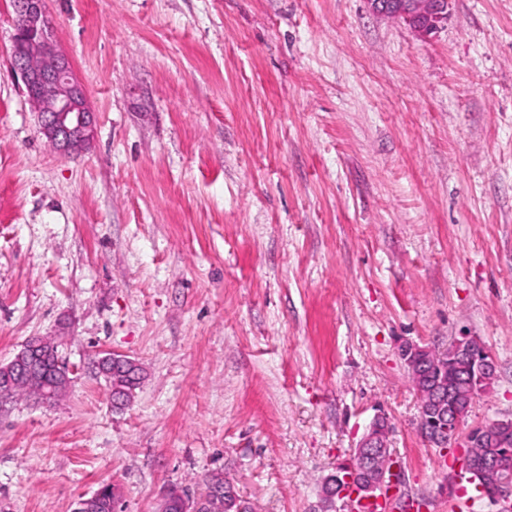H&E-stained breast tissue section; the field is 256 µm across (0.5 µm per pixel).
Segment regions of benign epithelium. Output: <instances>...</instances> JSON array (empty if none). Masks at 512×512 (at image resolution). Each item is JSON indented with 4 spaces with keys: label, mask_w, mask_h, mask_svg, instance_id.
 <instances>
[{
    "label": "benign epithelium",
    "mask_w": 512,
    "mask_h": 512,
    "mask_svg": "<svg viewBox=\"0 0 512 512\" xmlns=\"http://www.w3.org/2000/svg\"><path fill=\"white\" fill-rule=\"evenodd\" d=\"M376 13L401 20L422 35H428L448 19L449 0H367ZM20 24L11 37L10 62L21 77L29 100L37 112L39 130L54 150L78 155L94 136V112L86 89L77 78L71 59L59 49L47 21L45 0H12ZM477 337L462 335L441 355L442 361L469 357L482 371L497 369L495 360L482 346L474 347ZM127 364L122 355L108 353L96 361V369L106 374ZM375 416L356 451L371 455L388 447V433L375 432Z\"/></svg>",
    "instance_id": "7a95c632"
}]
</instances>
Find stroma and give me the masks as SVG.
Here are the masks:
<instances>
[{
    "label": "stroma",
    "mask_w": 512,
    "mask_h": 512,
    "mask_svg": "<svg viewBox=\"0 0 512 512\" xmlns=\"http://www.w3.org/2000/svg\"><path fill=\"white\" fill-rule=\"evenodd\" d=\"M96 114L59 155L0 0V363L51 337L70 384L0 407V512H120L229 473L318 512L377 411L423 512H495L415 429L404 342L497 363L461 433L512 419V0L421 36L366 0H46ZM145 378L114 409L95 360ZM115 487L110 485L101 486L96 493L93 495H97L95 507H94V498H87L82 501V508L79 511L91 512L94 508L93 512H114L112 507V499L115 495Z\"/></svg>",
    "instance_id": "stroma-1"
}]
</instances>
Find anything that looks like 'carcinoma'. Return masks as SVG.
Here are the masks:
<instances>
[{
    "instance_id": "1",
    "label": "carcinoma",
    "mask_w": 512,
    "mask_h": 512,
    "mask_svg": "<svg viewBox=\"0 0 512 512\" xmlns=\"http://www.w3.org/2000/svg\"><path fill=\"white\" fill-rule=\"evenodd\" d=\"M418 367L408 371L409 378L417 391L422 394L436 387L450 389L451 395L441 400V406L428 405L419 411L417 430L427 441L432 442L435 431L444 418L457 414L465 415L474 400L473 390L479 388L486 390L490 387L496 376L494 373H486L481 376V384L475 386L470 380L472 372L470 362L464 361L458 364H448V369L440 368L441 359L438 350L428 346H418L415 354ZM39 367L55 375H69L68 364L53 351L39 364ZM11 373L21 375L15 385L8 389L5 398L12 400L17 396L26 395L40 400L51 401L45 397L46 389L29 383L24 375L28 374V368H16ZM144 379L143 368L134 363L115 374H107V381L112 388L120 389L121 406H126L133 398V393L139 388ZM482 447L471 459V463L465 473L470 475L475 488L488 499H497L504 491L499 478L488 477L484 474L483 464L487 460H496L504 471L512 474V420H503L491 423L481 433ZM390 449L378 453L376 459L365 462L356 455L336 467V470L328 475L321 487V512H336V501L339 493H350L352 485H361L367 489L379 488L382 478V470L389 469L386 453ZM206 492L210 497L209 512H253L250 502L243 500L234 483V479L228 475L216 472L209 475L206 480ZM97 500L93 512H113L112 499L115 495V487L101 486L97 492ZM167 503V512H198L197 501L192 498L185 489L171 487L163 494Z\"/></svg>"
}]
</instances>
